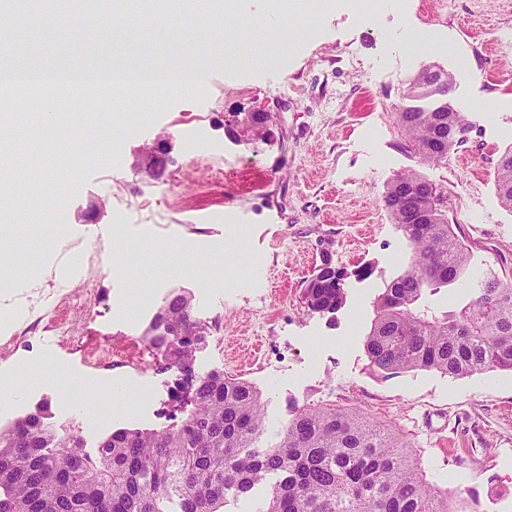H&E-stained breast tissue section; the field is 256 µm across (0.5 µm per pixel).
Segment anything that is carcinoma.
I'll return each instance as SVG.
<instances>
[{
    "label": "carcinoma",
    "instance_id": "obj_1",
    "mask_svg": "<svg viewBox=\"0 0 512 512\" xmlns=\"http://www.w3.org/2000/svg\"><path fill=\"white\" fill-rule=\"evenodd\" d=\"M452 75L430 68L406 89L415 101L395 112L405 145L424 164L448 161L470 123L445 111ZM501 203L512 210V151L497 163ZM383 202L413 248V259L374 302L366 337L371 368L386 377L435 370L450 377L512 370V283L493 271L468 276L470 251L448 223V195L415 171L394 178ZM345 273L321 268L308 281L309 310L346 303ZM463 286L470 300L442 313L426 293ZM207 327L177 294L154 316L147 341L183 374L184 418L176 427L121 428L94 457L76 434L48 422L46 409L0 428V512H224L229 497L268 484L258 512H480L469 493L426 481L412 445L356 410L307 404L295 409L279 441L264 434L262 393L222 372L196 376Z\"/></svg>",
    "mask_w": 512,
    "mask_h": 512
}]
</instances>
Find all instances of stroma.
Here are the masks:
<instances>
[{
	"instance_id": "stroma-1",
	"label": "stroma",
	"mask_w": 512,
	"mask_h": 512,
	"mask_svg": "<svg viewBox=\"0 0 512 512\" xmlns=\"http://www.w3.org/2000/svg\"><path fill=\"white\" fill-rule=\"evenodd\" d=\"M454 2L445 15L428 0H403L368 16L355 0H240L225 16L232 37L214 57L205 39L167 21L179 0H158L148 12L141 0H68L65 12L78 25L107 14L119 34L55 50L53 63H125L137 48L147 61L204 62L207 91L168 97L146 114L136 110L146 89L124 93L112 103V126L101 111L81 113L83 127L111 134L108 157L49 136L39 117L26 119L25 140L0 139L17 169L47 177L42 193L21 179L0 196V225L12 227L0 248L31 304L23 322L0 333V378L21 383L0 407V426L44 404L93 454L117 429L179 422L171 397L178 373L144 334L182 293L208 327L195 373L222 371L257 387L267 439L285 430L297 407L352 408L409 439L430 483L474 491L484 512H512V371L385 378L364 346L375 298L411 261L383 202L401 173L419 172L445 189L449 206L465 197L453 227L470 247L472 272L512 279V210L495 188L498 160L512 147V0ZM285 12L288 59L279 69L266 62L267 26ZM14 18V56L53 41L52 18L37 29L23 13ZM415 30L431 33L443 51L413 43ZM428 67L453 74L448 97L470 122L466 141L437 165L403 148L394 119L404 91ZM255 112L264 124L243 129L242 118ZM160 143L167 155L156 177L144 152ZM61 222L70 226L62 238ZM49 240L58 259L80 258L77 282L58 279L43 260L40 246ZM160 246L174 248L182 272L157 267L131 297L129 273ZM116 256L125 272L110 273ZM367 264L371 277L355 276ZM325 265L346 271L347 300L323 315L307 309L304 290ZM116 340L146 366L137 372L113 362L111 395L71 397L46 372L58 364L89 372V350ZM105 401L108 416L90 414Z\"/></svg>"
}]
</instances>
